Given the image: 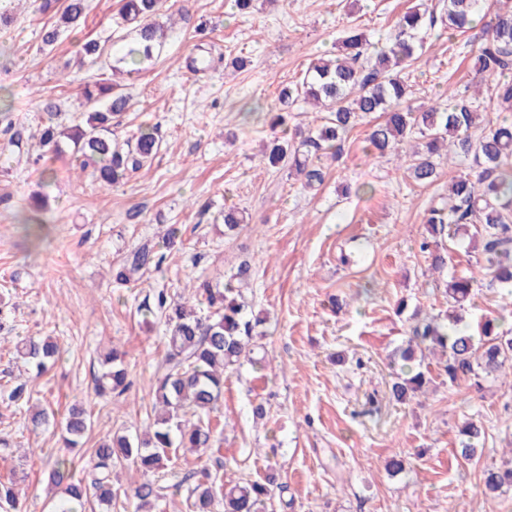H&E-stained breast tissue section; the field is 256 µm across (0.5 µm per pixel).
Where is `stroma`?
<instances>
[{
  "mask_svg": "<svg viewBox=\"0 0 512 512\" xmlns=\"http://www.w3.org/2000/svg\"><path fill=\"white\" fill-rule=\"evenodd\" d=\"M417 0H256L245 15L232 0H163L166 44L152 65L127 79L129 108L113 128L125 139L157 128L162 150L151 167L104 189L71 152L47 162L54 172L20 164L0 169V389L28 383L30 400L0 404V432L12 446L0 454V480L14 481L27 512H47L53 461L66 455L61 427L72 404L91 413L89 443L131 433L152 421V390L164 371L159 325L136 306L152 288L183 293L193 280L224 284L242 262L251 265L243 295L266 321L254 362L231 374L211 424L221 438L197 456L179 453L156 473L166 512H186L190 474L208 468L228 482L275 475L285 492L265 512H512V491L487 494L482 472L512 462V381L449 384L439 358L421 365L426 393L399 403L392 361L418 319L448 311L451 275L474 277L466 320L499 318L512 330L507 291L478 274L479 255L455 248L446 272L435 273L420 249L428 208L448 193V178L468 160L438 158L429 186L408 175V157L377 160L364 153L367 119L347 134L339 156L323 158L325 181L302 188L287 169L265 164L275 137L268 112L282 88L317 56L337 53L344 29L357 22L370 41L385 38ZM65 0H0V112L35 131L43 99L60 104L64 121L79 110L77 94L98 72L77 64L78 41L119 40L112 19L121 0H87L86 23L43 46ZM481 28L449 38L428 30L426 52L406 70L413 106H445L449 90L474 85L471 49ZM205 44L214 64L188 67ZM248 61L232 68L234 58ZM360 186L359 194L345 187ZM41 194L42 240L31 244L21 220ZM247 222L224 231V211ZM182 242L161 270L115 287L112 267L133 247L160 243L169 225ZM53 337L63 349L56 366L36 374L14 358L23 337ZM126 352L130 386L119 397L94 391L101 359L112 345ZM53 411L49 426L31 430L28 406ZM264 406L256 418L255 406ZM484 433L473 461L456 458L466 419ZM406 460L391 475L387 459Z\"/></svg>",
  "mask_w": 512,
  "mask_h": 512,
  "instance_id": "1",
  "label": "stroma"
}]
</instances>
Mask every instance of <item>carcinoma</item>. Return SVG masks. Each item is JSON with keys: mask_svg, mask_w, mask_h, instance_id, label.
Returning a JSON list of instances; mask_svg holds the SVG:
<instances>
[{"mask_svg": "<svg viewBox=\"0 0 512 512\" xmlns=\"http://www.w3.org/2000/svg\"><path fill=\"white\" fill-rule=\"evenodd\" d=\"M485 0H443L442 13L429 12L428 0H419L399 17L394 33L376 44L371 43L356 24L349 25L342 39V53L334 58H319L311 63L302 81L281 90L280 99L290 104L314 102L328 112L326 122L316 130L295 129L286 142L275 141L267 154L268 163L283 165L313 188L323 182L324 173L315 164L326 154L336 155L343 136L364 116L375 114L376 122L365 139L366 156L378 158L388 153H403L410 159L408 172L420 185L432 184L438 175L435 156L445 151L472 158L476 171L450 178L448 197L428 209L425 224L431 240H423L420 249L428 253L431 266L443 270L448 265V248L439 244L468 238L479 244L483 269L501 284L512 283V121L503 118L491 126L479 124L484 102L477 96L448 93L443 109L413 107L404 70L424 52L420 30L441 23L450 35L457 36L474 28V15L484 8ZM161 0H122L117 26L137 28V41L124 48L122 55L95 41L79 44L80 58L112 57L111 75L98 74L85 85L81 97L86 111L70 125L57 123L60 107L51 99L41 103L46 116L36 136L12 124L9 113L1 112L6 135L0 145V162L5 165L24 160L34 164L62 150L66 144L80 161L81 169L91 172L101 184L112 187L140 171L159 153L161 141L152 129L140 128L125 141L112 138V120L126 111L129 100L120 91L117 78L139 72L135 64L153 59L165 38L163 26L156 21ZM86 0H68L61 24L46 27L42 44L53 45L60 29L75 31L85 15ZM485 37L474 50V70L481 77L498 76L490 99L512 112V4L497 0L494 21L485 25ZM38 139L41 153L33 155L28 141ZM166 253L143 243L127 252L113 267V280L124 285L149 268L159 269ZM250 266H239L231 282L220 289L207 281L194 285L193 299L177 297L165 288H156L136 307L144 321L163 325L167 346L165 370L153 389L154 420L143 432L131 437L116 435L100 441L87 460L89 479L71 481L72 461L61 457L49 472L58 502L54 512H87L97 505L100 512L119 507L113 490L112 471L117 462L131 460L142 472H154L177 450L206 451L216 439L210 415L224 394V380L243 361L250 360L256 347L254 330L262 319L248 309L242 288L248 285ZM473 278L451 277L447 284L448 322H418L410 342L418 348L439 347L447 351L440 370L451 383L462 377L475 379L504 376L512 368V336L497 331L496 319L480 325V339L474 340L462 325L460 310L471 294ZM25 364L42 372L60 356V347L51 337H29L15 347ZM124 352L114 347L103 360L105 370L95 378L100 395L123 394L127 374ZM409 377H396L391 393L404 402L410 392L425 382L422 371L408 370ZM91 429L90 413L83 407L70 410L65 423L64 441L76 448ZM456 454L465 461L474 458L482 429L474 421L466 422ZM193 487L186 497L189 512H263L272 497L270 483L258 481L234 485L217 482L202 469L194 474ZM484 491L496 494L512 489V469L483 471ZM125 498L137 501L136 512H152L160 493L155 483L138 484ZM0 508L20 512L15 483L0 482Z\"/></svg>", "mask_w": 512, "mask_h": 512, "instance_id": "obj_1", "label": "carcinoma"}]
</instances>
